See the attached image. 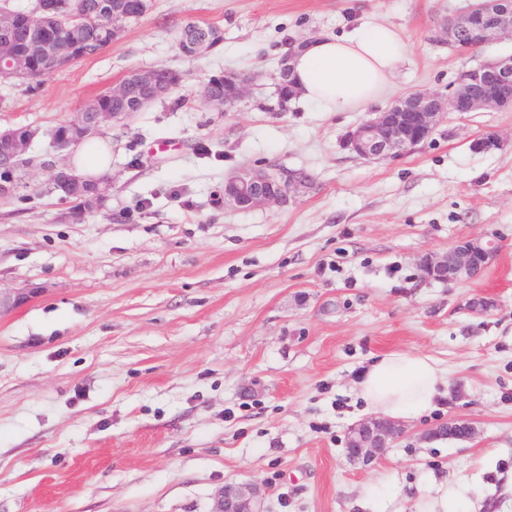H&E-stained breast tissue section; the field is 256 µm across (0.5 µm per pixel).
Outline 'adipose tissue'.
Wrapping results in <instances>:
<instances>
[{"label":"adipose tissue","instance_id":"1","mask_svg":"<svg viewBox=\"0 0 512 512\" xmlns=\"http://www.w3.org/2000/svg\"><path fill=\"white\" fill-rule=\"evenodd\" d=\"M408 53L391 26L367 24L345 37L320 36L291 58L300 99L327 112H349L380 98ZM446 370L424 353L393 352L373 363L359 384L369 409L406 419L431 407Z\"/></svg>","mask_w":512,"mask_h":512}]
</instances>
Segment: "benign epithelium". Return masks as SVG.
Returning <instances> with one entry per match:
<instances>
[{
  "label": "benign epithelium",
  "mask_w": 512,
  "mask_h": 512,
  "mask_svg": "<svg viewBox=\"0 0 512 512\" xmlns=\"http://www.w3.org/2000/svg\"><path fill=\"white\" fill-rule=\"evenodd\" d=\"M63 0H36L28 12L0 9V80L24 79L35 81L50 76L71 64L91 56L85 42L77 37L82 29L99 27L105 16L115 11L142 16L148 9V0H122L112 9V0H101L95 13H80L70 17L69 32L73 36L63 40L57 36L63 24ZM512 37V10L487 6L479 9L471 4L464 13L448 20L439 38L460 51H468ZM180 82L159 83L151 70H132L124 81L113 87V94L141 92L140 103L167 94ZM484 86L476 93L473 86ZM512 108V56L485 62L458 73L452 92L448 95L410 93L399 97L386 108L371 113L347 133L346 145L356 156L365 160H380L407 154L428 139L448 114L482 112L489 109ZM123 118L112 112L79 113L77 119L63 123L50 132V146L58 152H71L85 138L94 136L110 123ZM38 131L27 127L0 128V199L15 196L20 181L15 173L26 162L24 155ZM106 180L94 182L74 173L60 180L55 174L48 177L49 190L61 191L86 202L104 193ZM303 186L295 174L280 168L246 169L232 173L224 180V208L249 210L270 203L285 204ZM498 252V246L480 238L468 239L455 252V265L448 270L444 257L423 263L424 274L433 280L451 281L471 278L484 268ZM40 291L37 286L0 290V315L17 309ZM475 426L463 418H450L439 423L425 437L472 439ZM406 434L405 425L397 420L374 417L352 426L347 434L346 457L353 462L368 465L382 457ZM261 488L249 481L224 485L216 497L211 512H265L262 508Z\"/></svg>",
  "instance_id": "1"
}]
</instances>
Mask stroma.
Segmentation results:
<instances>
[{"mask_svg":"<svg viewBox=\"0 0 512 512\" xmlns=\"http://www.w3.org/2000/svg\"><path fill=\"white\" fill-rule=\"evenodd\" d=\"M467 0H149L97 55L43 80L0 82V126L38 128L23 188L0 200V288L40 287L0 316V512H211L251 480L268 512H418L432 481L466 484L460 512H512V109L449 114L411 153L358 158L346 133L410 92L449 94L468 54L436 41ZM190 21L222 39L177 48ZM394 27L408 45L389 90L350 112L280 101L291 42ZM182 77L104 127L110 186L75 217L44 191L68 166L48 133L132 69ZM250 80L229 111L210 77ZM499 138L483 151L486 134ZM309 174L285 205L235 211L224 178L249 168ZM470 238L496 259L453 283L426 258ZM392 352L438 359L448 378L382 459L346 460L369 419L362 374ZM476 436L429 441L440 421Z\"/></svg>","mask_w":512,"mask_h":512,"instance_id":"1","label":"stroma"}]
</instances>
